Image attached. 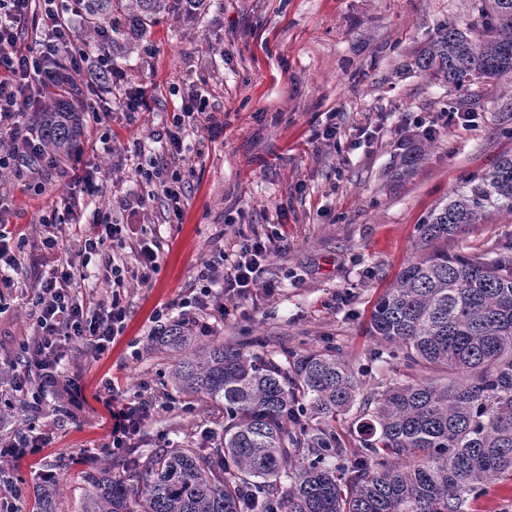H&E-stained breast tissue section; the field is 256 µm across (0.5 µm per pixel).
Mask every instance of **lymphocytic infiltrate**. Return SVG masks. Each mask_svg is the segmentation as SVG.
Returning a JSON list of instances; mask_svg holds the SVG:
<instances>
[{"mask_svg": "<svg viewBox=\"0 0 512 512\" xmlns=\"http://www.w3.org/2000/svg\"><path fill=\"white\" fill-rule=\"evenodd\" d=\"M68 10H60L56 0H41L42 42L44 56H29L18 51L16 44L26 11L32 0H0V138H7L9 150L0 154V168L14 165L27 156L44 157L41 141L35 139L25 120L27 112L36 108L38 97L32 91V80L41 77L43 83L68 84L80 76L94 81L112 73V61L104 54L92 55L81 51L70 53L73 39L71 17L76 14L78 0H69ZM68 52L66 68L46 66L45 56ZM122 227L111 216H99L86 234L83 260L99 258L109 276L112 301L97 314H89L83 303L71 294L74 271L61 264L55 255L57 242L44 238L46 271L38 275L32 298L34 333L19 345V357L9 371L16 395H27L36 388L39 396L64 390L71 405H79L83 390L78 374L67 368L68 350L80 341H87L93 357L106 354L124 328L127 308L121 300V288L126 285L125 269L117 264L112 244L122 241ZM283 238L275 231L254 233L239 241L232 252H218L202 263L186 297L168 303L155 313L163 320L170 312H178L186 328L197 327L210 333L212 326L200 322V314L216 313L218 319L230 314L229 302L250 294L256 287L263 261L281 251ZM157 399L149 383H142L134 399L109 407L112 427L106 446L121 452L135 447L144 422L156 409Z\"/></svg>", "mask_w": 512, "mask_h": 512, "instance_id": "1", "label": "lymphocytic infiltrate"}]
</instances>
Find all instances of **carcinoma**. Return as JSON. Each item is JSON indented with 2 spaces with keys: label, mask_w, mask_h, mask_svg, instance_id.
<instances>
[{
  "label": "carcinoma",
  "mask_w": 512,
  "mask_h": 512,
  "mask_svg": "<svg viewBox=\"0 0 512 512\" xmlns=\"http://www.w3.org/2000/svg\"><path fill=\"white\" fill-rule=\"evenodd\" d=\"M200 2L80 8L88 33L110 28L115 59L159 16L191 17ZM474 9L466 28L439 25L412 67L458 91L512 72V0H477ZM30 124L57 160L80 146L82 116L58 91L53 111L34 112ZM501 207L512 212V156L437 206L420 238L446 242ZM370 333L415 373L373 399L334 353L300 355L288 371L236 345L196 350L183 331H165L156 340L177 354L175 386L224 404L234 423L214 448L136 456L135 487L107 465L89 470L81 512H465L470 496L512 475V256L439 248L412 260L376 301ZM301 400L324 421L315 434L288 431L301 421ZM357 404L366 421L351 459L330 421Z\"/></svg>",
  "instance_id": "obj_1"
}]
</instances>
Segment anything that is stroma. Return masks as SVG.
<instances>
[{
	"label": "stroma",
	"instance_id": "obj_1",
	"mask_svg": "<svg viewBox=\"0 0 512 512\" xmlns=\"http://www.w3.org/2000/svg\"><path fill=\"white\" fill-rule=\"evenodd\" d=\"M475 0H203L194 22L162 18L118 60L125 81L112 85L101 108L110 115V144L87 130L80 168L97 171L100 193L78 214L66 163L33 161L0 172V204L26 239L16 251L13 287L0 292V367L34 331L31 285L41 273V242L58 240L61 261L81 264L80 249L95 213L125 224L127 237L160 246L150 285L128 280L124 332L109 353L93 359L75 349L68 368L81 377L84 402L72 415L32 414L0 377V439L37 423L51 445L32 460L0 464V478L19 485L21 512H40L36 488L56 475L55 512H80L86 456L108 462L113 476L135 483L128 456L105 449L109 413L103 379L129 398L149 382L157 408L137 443L143 454L175 445L219 444L229 420L223 404L178 392L175 358L152 337L157 307L183 297L198 268L232 251L240 234L280 224L287 246L260 274L272 292L255 290L235 317L215 323L212 336L261 360L286 364L288 352L338 349L365 394L403 379L401 361L378 357L369 334L371 310L415 256L427 254L418 226L466 179L512 155V74L484 79L467 93L430 82L410 65L413 52L444 23L469 24ZM140 87L145 106L129 122L120 102ZM201 96L214 128H188L181 155L165 148L166 129L181 100ZM464 112L468 122H446ZM336 126V142L322 138ZM421 158L406 167L413 151ZM185 174L182 218L168 211L157 183L140 170ZM142 196L135 214L119 209ZM55 214L45 227L42 218ZM512 253V214L489 211L481 223L449 240V252Z\"/></svg>",
	"mask_w": 512,
	"mask_h": 512
}]
</instances>
